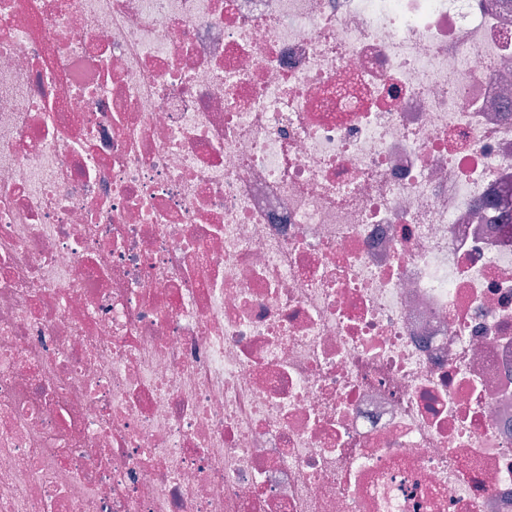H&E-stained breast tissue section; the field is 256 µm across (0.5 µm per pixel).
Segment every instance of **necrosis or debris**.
<instances>
[{"label":"necrosis or debris","mask_w":512,"mask_h":512,"mask_svg":"<svg viewBox=\"0 0 512 512\" xmlns=\"http://www.w3.org/2000/svg\"><path fill=\"white\" fill-rule=\"evenodd\" d=\"M0 512H512V0H0Z\"/></svg>","instance_id":"necrosis-or-debris-1"}]
</instances>
